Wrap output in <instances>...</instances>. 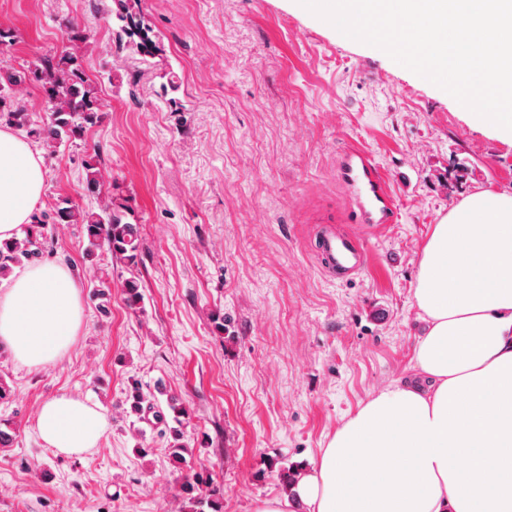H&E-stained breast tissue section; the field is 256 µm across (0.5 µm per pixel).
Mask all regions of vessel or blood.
<instances>
[{
  "instance_id": "obj_1",
  "label": "vessel or blood",
  "mask_w": 512,
  "mask_h": 512,
  "mask_svg": "<svg viewBox=\"0 0 512 512\" xmlns=\"http://www.w3.org/2000/svg\"><path fill=\"white\" fill-rule=\"evenodd\" d=\"M337 173L347 189L345 207L352 223L376 229L395 223L397 209L388 180L367 151L357 146L344 150L337 161ZM315 254L323 271L341 282L357 277L367 265L366 246L353 233H322Z\"/></svg>"
}]
</instances>
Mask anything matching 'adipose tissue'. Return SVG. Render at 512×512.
I'll use <instances>...</instances> for the list:
<instances>
[{"mask_svg":"<svg viewBox=\"0 0 512 512\" xmlns=\"http://www.w3.org/2000/svg\"><path fill=\"white\" fill-rule=\"evenodd\" d=\"M42 156L0 128V241L30 223L45 185ZM414 300L426 329L402 382L363 404L291 492L254 512H512V194L476 191L433 225ZM83 298L69 269L44 262L0 290V345L30 367L72 346ZM102 408L60 395L36 417L65 455L96 447Z\"/></svg>","mask_w":512,"mask_h":512,"instance_id":"obj_1","label":"adipose tissue"}]
</instances>
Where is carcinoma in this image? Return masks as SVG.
<instances>
[{
  "label": "carcinoma",
  "mask_w": 512,
  "mask_h": 512,
  "mask_svg": "<svg viewBox=\"0 0 512 512\" xmlns=\"http://www.w3.org/2000/svg\"><path fill=\"white\" fill-rule=\"evenodd\" d=\"M113 30L119 46L146 58L161 51L152 28L141 16V0H118ZM69 47L60 54L45 55L32 67L17 70L0 60V123L5 122L39 140L50 151L60 145L80 139L103 118V102L96 85L83 67L79 45L86 42L85 30L77 25L66 29ZM29 81L42 93L41 111L44 118L32 119V113L12 95L13 86ZM85 191L90 195L101 192L102 174L97 155L84 162ZM131 210L112 202L99 210H86L68 200L57 205L54 213L33 214L22 238L0 242V278L13 268L30 262L41 254V245L49 222L83 225L89 247L102 249L135 264L139 249L138 225L128 221ZM212 483V474L202 469L182 485L186 512H223L219 499L202 493V487Z\"/></svg>",
  "instance_id": "obj_1"
}]
</instances>
